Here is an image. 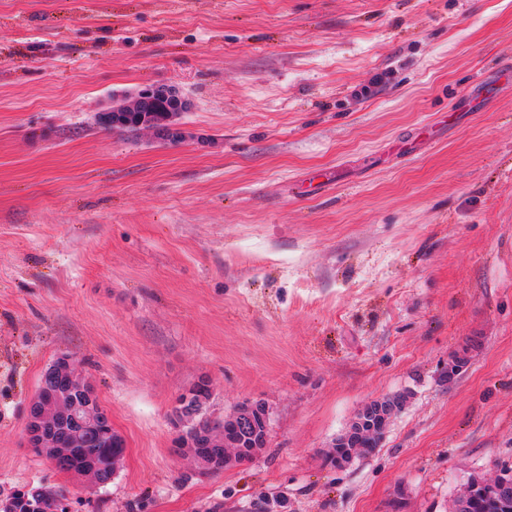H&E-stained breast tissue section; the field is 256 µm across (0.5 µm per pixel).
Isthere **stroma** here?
I'll return each mask as SVG.
<instances>
[{
	"label": "stroma",
	"instance_id": "obj_1",
	"mask_svg": "<svg viewBox=\"0 0 512 512\" xmlns=\"http://www.w3.org/2000/svg\"><path fill=\"white\" fill-rule=\"evenodd\" d=\"M508 60L512 0H0V498L448 512L512 466ZM168 85L185 141L97 125ZM64 353L126 443L104 487L24 444ZM202 377L213 415L269 406L251 465L175 450ZM394 394L377 451L334 468L356 412Z\"/></svg>",
	"mask_w": 512,
	"mask_h": 512
}]
</instances>
